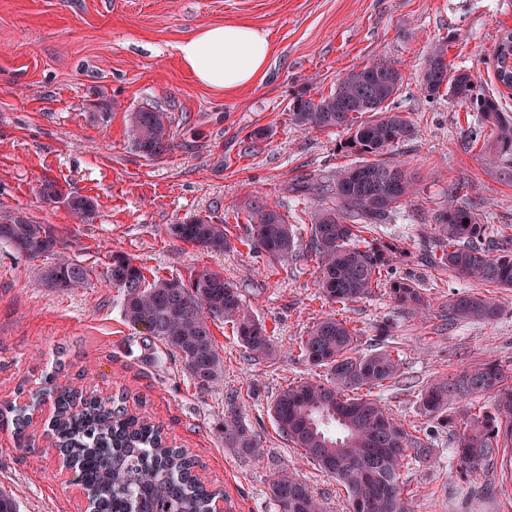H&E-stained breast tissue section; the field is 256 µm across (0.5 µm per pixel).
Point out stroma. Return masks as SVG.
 I'll list each match as a JSON object with an SVG mask.
<instances>
[{
    "label": "stroma",
    "mask_w": 512,
    "mask_h": 512,
    "mask_svg": "<svg viewBox=\"0 0 512 512\" xmlns=\"http://www.w3.org/2000/svg\"><path fill=\"white\" fill-rule=\"evenodd\" d=\"M224 22L250 24L272 46L263 79L234 92L197 83L178 55L184 39ZM509 31L512 0H0V214L52 225L67 255L92 271L86 287L49 288L41 272L50 258H28L0 242V402L42 389L60 360L74 386L120 398L128 412L160 424L233 512H276L268 483L281 469L307 482L323 512H349L345 490L290 447L270 412L288 384L326 380L297 343L319 318L340 312L359 328L364 353L380 325L393 326L401 376L371 395L433 450L402 470L410 512H512V478L498 466L462 470L457 428L422 405L428 384L477 364L497 362L512 377V288L492 289L494 320L451 321L449 294L477 283L425 261L438 239L430 215L453 184H464L480 223L512 225V162L487 163L484 149L466 140L471 112L419 88L427 55L444 42L448 62L480 77L512 112V90L494 73V49ZM375 58L404 75L396 104L409 113L413 133L391 157L415 174L419 191L371 235L402 248L389 275L427 288L431 309L423 318L399 310L383 285L342 310L324 300L307 224L283 263L246 243L247 203L260 197L301 216L323 204L337 171L357 159L344 148L346 131L296 126L292 99L329 94ZM149 103L176 118L171 148L155 158L142 156L126 134L127 111ZM258 129L265 138H254ZM47 181L61 201L41 199ZM72 195L93 200L90 221L69 210ZM204 215L227 225L233 249L210 253L169 234V225ZM116 253L163 278L207 269L233 282L265 323L272 358L250 360L231 325H218L224 378L199 387L143 327L125 321L120 295L103 281ZM230 408L261 441L263 458L225 447L220 427ZM33 430V447L20 448L12 425L0 421V492L14 496L20 512H84L85 492L71 483L46 422L35 420Z\"/></svg>",
    "instance_id": "stroma-1"
}]
</instances>
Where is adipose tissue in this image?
Segmentation results:
<instances>
[{"mask_svg":"<svg viewBox=\"0 0 512 512\" xmlns=\"http://www.w3.org/2000/svg\"><path fill=\"white\" fill-rule=\"evenodd\" d=\"M269 49L265 34L240 23L203 27L178 46L183 66L198 82L224 90L255 84Z\"/></svg>","mask_w":512,"mask_h":512,"instance_id":"obj_1","label":"adipose tissue"}]
</instances>
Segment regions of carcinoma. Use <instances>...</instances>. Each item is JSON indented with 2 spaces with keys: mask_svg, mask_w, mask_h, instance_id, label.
Returning a JSON list of instances; mask_svg holds the SVG:
<instances>
[{
  "mask_svg": "<svg viewBox=\"0 0 512 512\" xmlns=\"http://www.w3.org/2000/svg\"><path fill=\"white\" fill-rule=\"evenodd\" d=\"M511 57L507 48L496 54V78L509 88ZM446 58L447 45L436 44L425 60L421 91L433 99L448 95L477 112L480 123L471 131V142H487L486 157L491 162L511 160L512 116L480 79ZM402 85V72L392 62L378 59L347 74L328 95L317 100L301 95L293 103L291 116L297 125L343 129L350 134L346 148L362 157L336 174L330 202L309 214L308 250L317 259L316 286L336 305L369 296L381 284L382 270L401 255L398 246L377 243L363 233L415 192V176L389 157V151L413 131L410 118L392 108ZM173 126L172 113L158 104L126 115L128 140L146 157L167 150ZM462 188L459 183L451 187L448 200L431 216L438 224L439 245L429 257L430 265L489 288L512 287V233L498 229L487 234L486 225L477 223L472 210L460 201ZM66 203L77 217L94 212V202L87 196H68ZM245 221L256 251L271 261L293 256L298 227L288 223V216L277 207L254 200L247 205ZM168 231L211 252L232 246L225 225L208 217L171 224ZM0 241L30 258L56 254L61 246L52 226L19 213L0 218ZM50 269L61 290L90 282V268L65 255ZM143 270L135 259L114 254L104 282L121 296L125 320L134 327L146 326L150 338L177 356L195 382L209 386L223 378L224 358L211 330L218 322L232 324L249 357H272L273 343L265 324L243 307L240 291L232 283L207 270L188 282L160 277L151 282ZM387 287L393 302L407 313L426 311V297L413 280L394 278ZM447 310L456 321L489 320L498 314L492 298L481 292L453 294ZM389 330L388 325L382 327L375 348L360 353L359 329L333 315L319 320L298 347L304 361L328 371L329 381L308 379L289 386L271 405L279 434L345 488L352 512H409L401 480L408 452L420 458L432 454V448L378 400L350 395L400 376L399 355L387 345ZM60 371L56 368L49 387L42 390L55 407L49 430L56 448L77 466L93 512H211L219 494L194 474L195 462L187 450L167 445L161 427L151 421L113 410L110 400L59 385ZM485 394L493 399V411L463 418L457 436L456 454L465 470V461L474 456L483 467L498 462L505 469L512 467L511 458L498 461L500 450L512 446V385L500 365L488 361L431 384L422 395L425 412L448 421L446 413L454 403ZM39 402L35 392L24 404L9 402L3 408L20 448L30 447L26 429ZM221 434L224 447L264 456L257 437L235 412L224 415ZM268 495L276 512H322L307 483L292 472H277L268 484Z\"/></svg>",
  "mask_w": 512,
  "mask_h": 512,
  "instance_id": "cac0c4a2",
  "label": "carcinoma"
}]
</instances>
